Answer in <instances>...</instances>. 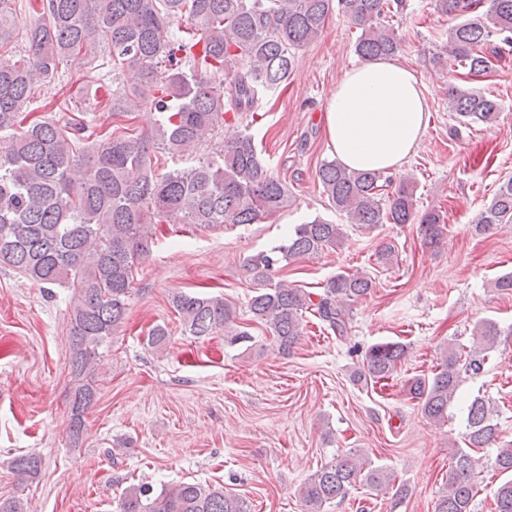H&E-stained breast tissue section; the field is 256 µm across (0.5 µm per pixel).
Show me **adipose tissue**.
Masks as SVG:
<instances>
[{
    "label": "adipose tissue",
    "instance_id": "ef3b65f1",
    "mask_svg": "<svg viewBox=\"0 0 512 512\" xmlns=\"http://www.w3.org/2000/svg\"><path fill=\"white\" fill-rule=\"evenodd\" d=\"M333 151L345 167L399 171L425 136L429 109L416 74L392 58L344 71L324 112Z\"/></svg>",
    "mask_w": 512,
    "mask_h": 512
}]
</instances>
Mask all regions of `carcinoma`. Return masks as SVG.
<instances>
[{
  "mask_svg": "<svg viewBox=\"0 0 512 512\" xmlns=\"http://www.w3.org/2000/svg\"><path fill=\"white\" fill-rule=\"evenodd\" d=\"M406 0H0V266L10 267L43 288L71 289V370L78 381L70 402L69 437L79 443L84 414L95 398L93 374L102 349L123 323L138 266L152 252L154 225L164 222L209 229L222 224H256L286 210L288 186L261 158L246 133L220 142L188 168L158 172L157 155L191 154L212 144L227 112H256L261 99L288 80L301 49L317 38L334 13L361 30L355 44L364 61L395 57L403 40L389 15ZM443 14L463 17L448 31L446 60L467 81L489 71L492 58L512 47V0H435ZM24 14L21 29L15 14ZM184 22L169 38L170 24ZM503 46L492 44L493 33ZM108 49L112 78L130 76L131 85L101 82L98 67H85L78 80L94 89L95 104L113 118H128L147 107L159 119L146 129L116 123L108 129L82 116L27 120L23 109L38 89L64 76L62 65L99 45ZM188 64L174 62L177 55ZM448 108L466 125L494 123L498 101L472 88H448ZM328 205L349 223L420 224L423 244L442 243L444 216L417 214L415 187L402 182L386 197L391 177L356 171L338 160L317 169ZM512 223V177L499 186L475 221L487 233ZM338 224L319 217L294 228L268 251L250 256L244 270L260 285L248 302L250 321L271 330L286 353L303 333L307 313L338 337L350 330L351 302L366 295L372 279L362 273L330 277L313 301L303 288L277 275L293 261L318 255L343 239ZM171 305L189 336L206 338L222 330L230 341L251 339L224 299L178 291ZM165 324L153 326L146 345L167 347ZM502 330L491 321L477 328L467 350L448 348L436 372L407 383L421 413L434 422L448 409L467 376L483 372L488 352ZM401 342H378L363 356V376L390 379L405 358ZM498 438L494 410L476 397L466 407L465 447L453 454L446 491L434 512H471L477 494L479 459L472 455ZM495 467L512 474V446L498 449ZM42 459L22 455L11 462L15 481L36 479ZM373 491L394 486L389 469L348 453L321 466L300 486L306 512H323L345 498L357 479ZM495 512H512V478L494 493ZM0 512H30L15 496H0ZM118 512H250L247 500L198 482H179L154 492L143 482L126 490Z\"/></svg>",
  "mask_w": 512,
  "mask_h": 512,
  "instance_id": "1",
  "label": "carcinoma"
}]
</instances>
